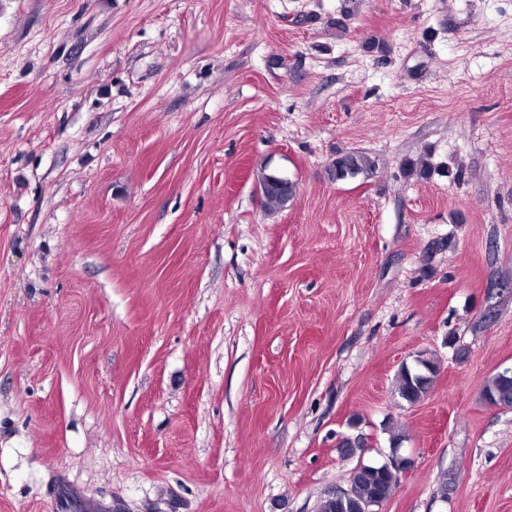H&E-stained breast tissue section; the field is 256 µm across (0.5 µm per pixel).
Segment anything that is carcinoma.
I'll list each match as a JSON object with an SVG mask.
<instances>
[{"label": "carcinoma", "mask_w": 512, "mask_h": 512, "mask_svg": "<svg viewBox=\"0 0 512 512\" xmlns=\"http://www.w3.org/2000/svg\"><path fill=\"white\" fill-rule=\"evenodd\" d=\"M374 166L372 158L363 152H349L336 156L329 165L332 179L346 180L370 170ZM273 172H262L257 177L258 189L263 191L262 207L268 212H276L288 203L295 191V183L288 181V192L274 185ZM420 369H400L397 390L399 396L413 404L420 401L431 388L432 376L436 372L432 360H418ZM482 395L485 401L496 407L512 409V379L498 372L484 381ZM401 471L382 464H362L350 476L348 495L340 497L332 491L323 498L317 512H360L364 503L381 504L387 500L400 480Z\"/></svg>", "instance_id": "obj_1"}]
</instances>
